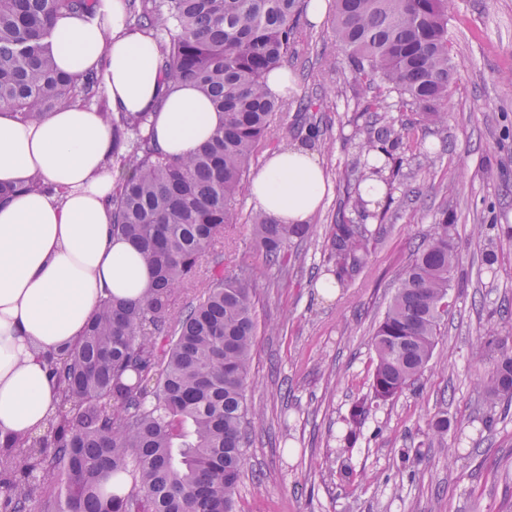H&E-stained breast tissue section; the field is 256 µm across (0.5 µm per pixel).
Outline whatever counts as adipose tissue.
<instances>
[{"label": "adipose tissue", "mask_w": 512, "mask_h": 512, "mask_svg": "<svg viewBox=\"0 0 512 512\" xmlns=\"http://www.w3.org/2000/svg\"><path fill=\"white\" fill-rule=\"evenodd\" d=\"M55 38L58 67L97 72L112 111L150 113L166 154H189L223 124L196 87L167 88L160 43L131 27L126 0L57 17ZM120 177L95 108L78 101L28 124L0 109V184L16 189L0 203V439L43 434L57 396L47 356L74 345L105 299L135 301L150 285L134 246L112 233ZM328 188L316 152L298 142L266 155L252 199L278 223L307 224Z\"/></svg>", "instance_id": "obj_1"}]
</instances>
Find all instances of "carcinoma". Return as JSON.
I'll return each instance as SVG.
<instances>
[{
    "label": "carcinoma",
    "instance_id": "obj_1",
    "mask_svg": "<svg viewBox=\"0 0 512 512\" xmlns=\"http://www.w3.org/2000/svg\"><path fill=\"white\" fill-rule=\"evenodd\" d=\"M97 0H0V108L35 121L79 99L97 96L94 73L74 77L55 62L54 18L91 15ZM129 19L161 42V70L173 86L191 83L224 112V124L183 158L164 153L147 132L150 113H114L112 159L123 177L112 197L113 231L136 244L151 270L145 296L112 298L78 345L48 367L59 401L41 436L0 441V512H236L245 465L247 379L257 332L253 289L224 276L214 251L235 223L233 201L259 144L283 102L264 88L295 43L302 0H128ZM336 38L355 73L376 85L364 100L358 176L389 170L406 129L388 119L386 99L447 122L455 62L448 0H336ZM255 247L270 265L285 246L308 236L309 224H279L255 213ZM372 233L339 218L327 241L336 282L368 262ZM457 261L450 225L435 224L406 267L372 336L376 362L371 396L359 401L347 435L369 405L413 385L432 359L448 317ZM199 288L180 309L176 296ZM509 337L481 339L476 356L497 354L483 377L493 404L512 406ZM124 485L107 492V474Z\"/></svg>",
    "mask_w": 512,
    "mask_h": 512
}]
</instances>
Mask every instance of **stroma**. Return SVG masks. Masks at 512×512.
Returning <instances> with one entry per match:
<instances>
[{
  "mask_svg": "<svg viewBox=\"0 0 512 512\" xmlns=\"http://www.w3.org/2000/svg\"><path fill=\"white\" fill-rule=\"evenodd\" d=\"M448 16L458 64L444 103L448 121L434 126L413 109L390 112L411 138L398 151L402 176L375 217L355 207L354 129L363 123L366 82L349 66L332 20L298 24L287 63L296 89L251 169L260 170L267 151L299 141L293 116L305 101L321 130L313 146L332 192L308 238L289 244L285 271L255 252L250 187L215 245L229 276L250 255L246 280L256 292L247 399L263 417L249 426L240 512H512V413L485 402L475 356L487 329L512 336V317L495 316L512 309V236L503 232L512 227V0H448ZM340 212L368 225L371 254L326 298L317 285L333 267L326 242ZM442 222L452 226L460 263L433 357L414 387L372 407L359 435L346 440L350 410L370 392L373 331L416 246ZM489 251L497 256L491 265ZM441 411L450 427L438 439L429 422ZM344 454L363 481L341 480L336 460Z\"/></svg>",
  "mask_w": 512,
  "mask_h": 512,
  "instance_id": "obj_1",
  "label": "stroma"
}]
</instances>
